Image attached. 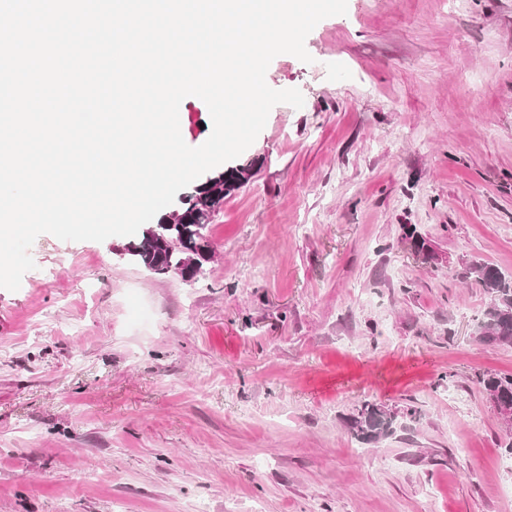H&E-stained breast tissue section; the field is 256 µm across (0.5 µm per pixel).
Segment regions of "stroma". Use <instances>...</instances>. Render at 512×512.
Returning a JSON list of instances; mask_svg holds the SVG:
<instances>
[{
	"instance_id": "obj_1",
	"label": "stroma",
	"mask_w": 512,
	"mask_h": 512,
	"mask_svg": "<svg viewBox=\"0 0 512 512\" xmlns=\"http://www.w3.org/2000/svg\"><path fill=\"white\" fill-rule=\"evenodd\" d=\"M305 47L195 279L43 234L0 288V512H512L479 384L512 346L462 277L512 273V0H347ZM179 120L209 138L200 98ZM363 400L401 429L359 442Z\"/></svg>"
}]
</instances>
